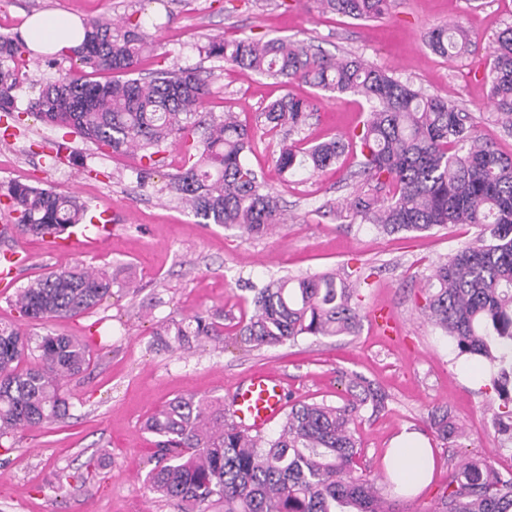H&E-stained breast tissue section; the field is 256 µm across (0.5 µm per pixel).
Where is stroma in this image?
<instances>
[{
	"mask_svg": "<svg viewBox=\"0 0 512 512\" xmlns=\"http://www.w3.org/2000/svg\"><path fill=\"white\" fill-rule=\"evenodd\" d=\"M40 11L82 19L140 15L157 55L143 72L163 66L192 68L211 93L203 109L236 112L254 133L247 162L278 195L288 215L275 231L251 238L217 224L197 223L165 185L183 164L170 146L146 186L135 171L139 155L98 149L66 130L27 114L42 82L54 76L31 55L16 92L21 122L0 121V185L33 183L79 196L95 218L112 224L110 236L61 259L44 239L16 240L25 259L19 285L79 264L124 269L132 285L85 315L45 324L28 322L32 335L52 331L85 337L93 348L83 373L67 381L69 410L47 428L17 433L0 448V512H175L145 483L154 467V438L143 425L169 400L193 393L231 400L240 380L271 369L292 400L346 398V374L365 375L386 392L384 410L362 409L355 422L361 444L357 469L398 512H442L449 475L485 460L498 472L512 468V442L493 418L504 404L489 385L490 369L459 354L421 313L422 287L440 262L475 239L478 230L451 225L427 232L385 233L356 218L346 200L358 186L361 155L350 151L324 170L282 174L284 145L306 147L349 138L368 117L365 100L321 91L296 80L284 85L249 69L200 54L210 38L288 37L339 57H360L427 95L466 112L477 135L512 157V136L493 118L483 75L489 45L512 26V0H392L379 18L362 21L322 13L312 0H0V33H19ZM458 24L475 43L471 54L447 58L426 44L429 30ZM312 100L301 130L265 125L262 113L285 95ZM339 273L353 286L363 314L383 308L398 321V339L363 321L357 334L302 336L273 348L248 351L235 340L234 323L252 311L251 285L281 276ZM197 313L224 323V334L188 350L161 344L164 321ZM447 409L462 436L441 440L429 421ZM418 432L434 452L432 479L421 492L397 491L386 465L393 440Z\"/></svg>",
	"mask_w": 512,
	"mask_h": 512,
	"instance_id": "35a3bbf8",
	"label": "stroma"
}]
</instances>
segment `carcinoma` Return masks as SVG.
<instances>
[{
  "label": "carcinoma",
  "instance_id": "obj_1",
  "mask_svg": "<svg viewBox=\"0 0 512 512\" xmlns=\"http://www.w3.org/2000/svg\"><path fill=\"white\" fill-rule=\"evenodd\" d=\"M320 7L357 20L376 18L388 0H316ZM79 46L48 60H77L83 74L60 70L42 84L28 111L42 121L71 129L114 153L136 149L143 184L160 164L165 148L177 145L184 165L169 175V193L190 207L200 224H221L249 237L285 223L278 196L246 162L253 133L231 112L200 118L210 86L193 69L159 68L133 77L148 35L130 14L118 27L102 18L82 23ZM429 48L445 57L469 52L472 39L456 25L433 29ZM224 64L254 70L289 83L363 97L370 113L353 134L364 157L362 183L349 209L386 231L425 232L450 224L480 228L478 236L439 264L425 285L422 311L445 332L459 353L490 364L492 389L512 401V157H504L467 126V116L447 99L426 96L384 70L358 58L313 52L286 37L213 38L202 47ZM484 74L497 120L512 132V27L489 46ZM30 49L24 39L0 36V112L15 113L20 79L17 63ZM314 111L308 99L291 95L271 102L267 124L304 125ZM346 148L334 140L297 149L286 145L278 157L282 172L309 166L323 169ZM389 184L386 200L370 193ZM19 231L36 237L85 227L88 206L63 194L15 182L0 194ZM125 287L117 275L74 265L19 289L16 305L29 322L78 316ZM251 315L236 323L240 341L270 348L300 336L351 335L361 325L353 289L324 272L284 276L252 288ZM181 346L201 336L218 337V322L202 313L162 327ZM38 364L18 365L26 354ZM92 354L78 336L48 332L33 337L17 323H0V447L24 430L39 429L68 412L63 383L81 374ZM349 399L342 405L298 401L272 436L252 435L224 417L217 398L181 395L144 422L156 438V464L145 476L150 491L179 512H395L356 474L360 455L354 434L363 408L381 411L387 395L359 373L347 375ZM430 427L446 440L462 434L448 411ZM445 512H512V478L489 464L471 463L452 474L443 496Z\"/></svg>",
  "mask_w": 512,
  "mask_h": 512
}]
</instances>
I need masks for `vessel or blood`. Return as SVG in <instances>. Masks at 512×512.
I'll return each instance as SVG.
<instances>
[{
	"label": "vessel or blood",
	"mask_w": 512,
	"mask_h": 512,
	"mask_svg": "<svg viewBox=\"0 0 512 512\" xmlns=\"http://www.w3.org/2000/svg\"><path fill=\"white\" fill-rule=\"evenodd\" d=\"M21 263L14 250L0 252V283L11 286L19 278ZM288 391L283 379L269 371H257L238 385L231 404L233 422L248 432L262 431L283 413Z\"/></svg>",
	"instance_id": "obj_1"
}]
</instances>
